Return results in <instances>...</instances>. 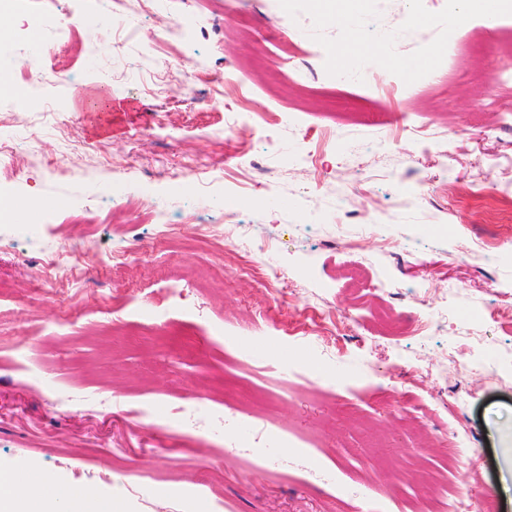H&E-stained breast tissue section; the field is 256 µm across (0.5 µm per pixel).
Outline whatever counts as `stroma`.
I'll return each instance as SVG.
<instances>
[{"label":"stroma","mask_w":512,"mask_h":512,"mask_svg":"<svg viewBox=\"0 0 512 512\" xmlns=\"http://www.w3.org/2000/svg\"><path fill=\"white\" fill-rule=\"evenodd\" d=\"M457 0H155L111 72L87 70L85 45L112 39L97 0H10L15 49L37 51L51 86L26 92L55 114L0 97V131L17 139L10 185L43 240L84 242L93 259L78 293L39 290L36 247L0 223V469L21 467L109 498L121 512H360L320 478L364 479L391 512H448L452 442L478 453L479 492L512 512V80L492 85L512 55V13L486 29L478 15L448 44ZM50 13L45 43L23 24ZM170 21L150 53L157 15ZM356 17L348 24L346 15ZM91 24L87 44L66 22ZM388 34L387 48L375 47ZM371 45L337 79L338 52ZM183 56L244 92L189 86L163 69ZM263 109L259 130L226 131L227 113ZM316 167L290 162L303 140ZM427 199L417 202L418 192ZM149 193L164 219L186 212L220 224L233 213L280 289L241 284L224 241L172 247L125 202ZM360 196L364 222L339 202ZM115 250L139 259L113 268ZM188 286L155 298L171 272ZM391 283L396 297L375 292ZM272 308L240 339L224 322ZM429 315L427 335H376L386 308ZM359 326L349 330L347 322ZM463 399L460 412L432 404ZM198 407L181 432L172 405ZM152 406L161 428L134 418ZM286 438L235 442V421ZM238 443L234 458L225 448Z\"/></svg>","instance_id":"1"}]
</instances>
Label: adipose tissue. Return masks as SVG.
Segmentation results:
<instances>
[{
  "mask_svg": "<svg viewBox=\"0 0 512 512\" xmlns=\"http://www.w3.org/2000/svg\"><path fill=\"white\" fill-rule=\"evenodd\" d=\"M62 505L67 512H113L111 501L48 479L38 481L29 494L14 486L0 489V512H57Z\"/></svg>",
  "mask_w": 512,
  "mask_h": 512,
  "instance_id": "adipose-tissue-1",
  "label": "adipose tissue"
}]
</instances>
